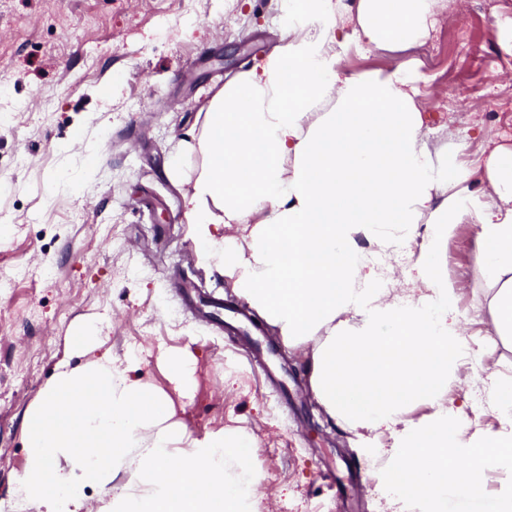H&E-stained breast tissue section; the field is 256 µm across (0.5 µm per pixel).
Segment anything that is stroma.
I'll list each match as a JSON object with an SVG mask.
<instances>
[{"mask_svg":"<svg viewBox=\"0 0 512 512\" xmlns=\"http://www.w3.org/2000/svg\"><path fill=\"white\" fill-rule=\"evenodd\" d=\"M511 20L512 0H455L406 51L352 46L341 68L405 64L431 142L451 131L469 155L486 153L512 143V49L498 38ZM284 24L279 0H0V512H46L16 498L26 416L60 364L104 351L167 392L165 356L192 359L195 387L174 395L176 417L193 440L237 429L255 441L258 512H394L378 485L398 435L330 417L311 390V345H283L277 328L242 317L217 330L174 289L244 303L198 262L170 165L213 94L269 54ZM477 231L458 225L440 257L483 356L446 396L469 434L500 429L482 381L512 375V344L493 335L475 285ZM86 321L100 349L70 344Z\"/></svg>","mask_w":512,"mask_h":512,"instance_id":"stroma-1","label":"stroma"}]
</instances>
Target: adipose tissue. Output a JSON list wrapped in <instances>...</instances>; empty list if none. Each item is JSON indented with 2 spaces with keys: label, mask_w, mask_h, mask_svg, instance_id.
Listing matches in <instances>:
<instances>
[{
  "label": "adipose tissue",
  "mask_w": 512,
  "mask_h": 512,
  "mask_svg": "<svg viewBox=\"0 0 512 512\" xmlns=\"http://www.w3.org/2000/svg\"><path fill=\"white\" fill-rule=\"evenodd\" d=\"M447 0H281V46L212 97L183 151L203 159L186 176L184 206L199 257L289 345L312 344L310 385L346 427L398 429L381 481L401 512H512V482L492 497L486 471L512 473V377H489L502 421L465 434L448 416V386L476 362L457 313L459 290L438 258L457 225H478L476 281L490 293L495 336L512 339V145L465 159L463 142L430 143L404 68L344 76L349 45L400 52ZM241 225L242 237L229 235ZM417 295L390 297L393 268L370 266L361 241L389 255L415 237ZM414 401L431 407L403 421ZM164 391L102 357L60 365L24 434L17 493L47 512H83L84 491L120 472L135 487L117 512H256L262 476L254 443L235 432L187 447ZM178 455V466L168 459Z\"/></svg>",
  "instance_id": "obj_1"
}]
</instances>
